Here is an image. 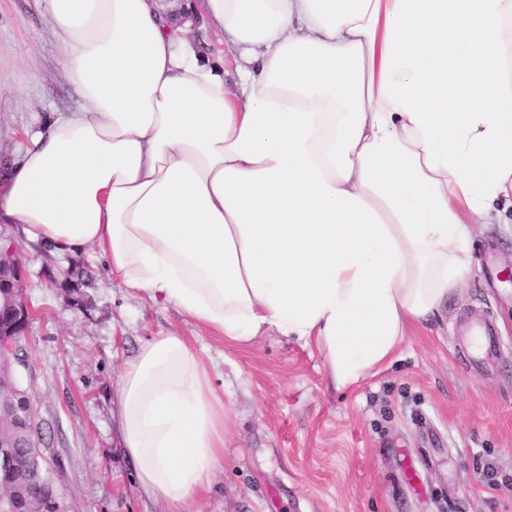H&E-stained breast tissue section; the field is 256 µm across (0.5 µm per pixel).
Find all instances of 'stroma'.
Segmentation results:
<instances>
[{
	"mask_svg": "<svg viewBox=\"0 0 512 512\" xmlns=\"http://www.w3.org/2000/svg\"><path fill=\"white\" fill-rule=\"evenodd\" d=\"M80 106L44 0H0V179L47 116ZM495 209L497 223L472 228L463 288L380 372L342 390L296 337L226 344L124 288L95 249L59 256L1 221L33 309L17 375L63 512H171L140 492L118 436L120 372L162 331L205 350L229 416L201 512H512V278H500L512 206ZM477 319L502 336L486 360L460 334Z\"/></svg>",
	"mask_w": 512,
	"mask_h": 512,
	"instance_id": "1",
	"label": "stroma"
}]
</instances>
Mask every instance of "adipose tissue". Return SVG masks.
Instances as JSON below:
<instances>
[{
	"label": "adipose tissue",
	"mask_w": 512,
	"mask_h": 512,
	"mask_svg": "<svg viewBox=\"0 0 512 512\" xmlns=\"http://www.w3.org/2000/svg\"><path fill=\"white\" fill-rule=\"evenodd\" d=\"M209 60L155 0H46L83 107L0 185V215L231 344L314 342L346 388L465 284L470 224L512 202V0H201ZM203 352L126 362L141 493L198 512L224 455ZM192 35L200 47L204 46V53L216 61L224 63V34L212 28L205 20L198 18L192 29Z\"/></svg>",
	"instance_id": "obj_1"
}]
</instances>
